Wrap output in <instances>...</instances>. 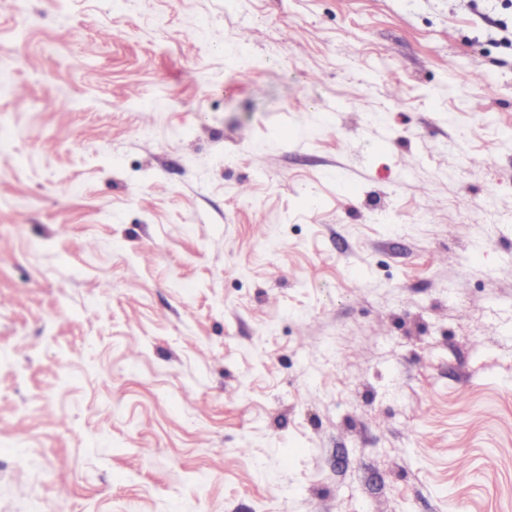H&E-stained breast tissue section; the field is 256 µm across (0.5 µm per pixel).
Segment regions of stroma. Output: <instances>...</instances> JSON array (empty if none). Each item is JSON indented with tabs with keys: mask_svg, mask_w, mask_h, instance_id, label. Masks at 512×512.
Returning a JSON list of instances; mask_svg holds the SVG:
<instances>
[{
	"mask_svg": "<svg viewBox=\"0 0 512 512\" xmlns=\"http://www.w3.org/2000/svg\"><path fill=\"white\" fill-rule=\"evenodd\" d=\"M0 81V512H512V0H0Z\"/></svg>",
	"mask_w": 512,
	"mask_h": 512,
	"instance_id": "35a3bbf8",
	"label": "stroma"
}]
</instances>
